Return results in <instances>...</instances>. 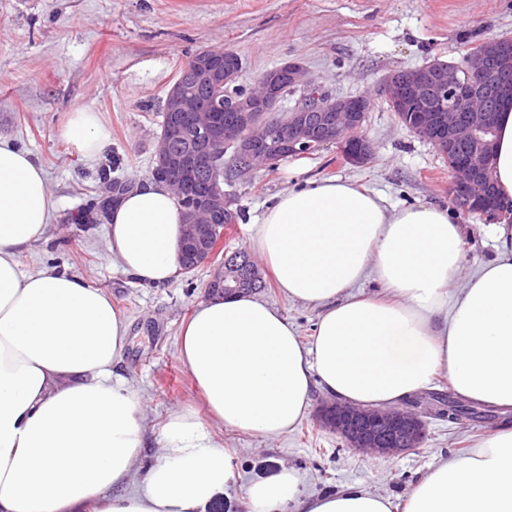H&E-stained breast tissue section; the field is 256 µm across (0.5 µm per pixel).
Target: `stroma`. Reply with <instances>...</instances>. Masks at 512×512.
<instances>
[{"label":"stroma","mask_w":512,"mask_h":512,"mask_svg":"<svg viewBox=\"0 0 512 512\" xmlns=\"http://www.w3.org/2000/svg\"><path fill=\"white\" fill-rule=\"evenodd\" d=\"M492 37L512 39V0H0V136L43 164L57 203L44 238L23 250L21 268L77 276L108 293L125 317L119 370L145 401L146 458L157 455L168 416L198 402L178 355L180 328L206 299L224 252L245 248L247 227L290 187L288 168L357 181L393 204L449 206L447 162L398 123L383 88L393 72L461 61ZM226 49L241 57L246 89L263 72L297 60L332 97L372 96L363 133L374 157L353 166L329 148L241 172L225 149L224 193L241 216L225 230L220 254L167 283L140 284L113 259L105 215L88 216L84 208L108 195L101 170L134 185L149 179L169 88L195 54ZM77 105L97 112L109 134L94 163L58 131L60 117ZM260 296L310 341L318 309L287 300L271 280ZM325 399L313 390L305 417L278 438L225 431L239 478L209 512H250L245 485L284 467L302 474L310 494L360 486L399 503L432 465L497 428L429 417L421 447L372 457L320 427Z\"/></svg>","instance_id":"35a3bbf8"}]
</instances>
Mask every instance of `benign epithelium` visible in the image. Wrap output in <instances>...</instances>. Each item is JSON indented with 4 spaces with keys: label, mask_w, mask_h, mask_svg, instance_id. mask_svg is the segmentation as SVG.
Returning <instances> with one entry per match:
<instances>
[{
    "label": "benign epithelium",
    "mask_w": 512,
    "mask_h": 512,
    "mask_svg": "<svg viewBox=\"0 0 512 512\" xmlns=\"http://www.w3.org/2000/svg\"><path fill=\"white\" fill-rule=\"evenodd\" d=\"M483 45L469 52L462 65L435 60L394 72L385 84V98L391 105L419 112L412 132L448 158L449 194L456 209L494 221L503 213L488 164L498 113L485 100L512 95V40L488 38ZM230 59L239 57L231 50L194 56L167 92V125L155 149V169L171 172L168 184L175 189L182 184V172L208 173L204 189L184 212L183 256L196 267L212 260L224 236L212 224L214 215L224 210L218 166L224 146H236L238 166L245 169L260 160L273 164L285 155L311 154L328 146L336 147L345 162L356 166L368 163L374 154L373 144L360 134L373 107L371 96L333 98L308 78L297 61L264 72L247 93H226L224 89L235 81L234 71L226 66ZM287 82L304 93L289 111L288 131L282 134L273 114L280 110ZM201 85L214 90L206 105L198 97ZM217 112H234L236 121L220 126L212 119ZM260 284L261 275L250 258L237 255L224 258L208 292H251ZM418 407L413 402L405 410L360 408L336 401L320 407L319 421L352 448L372 456L396 457L425 440L424 412Z\"/></svg>",
    "instance_id": "7a95c632"
}]
</instances>
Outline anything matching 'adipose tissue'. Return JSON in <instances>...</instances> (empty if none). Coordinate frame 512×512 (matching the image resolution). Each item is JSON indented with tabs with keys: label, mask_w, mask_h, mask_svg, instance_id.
I'll list each match as a JSON object with an SVG mask.
<instances>
[{
	"label": "adipose tissue",
	"mask_w": 512,
	"mask_h": 512,
	"mask_svg": "<svg viewBox=\"0 0 512 512\" xmlns=\"http://www.w3.org/2000/svg\"><path fill=\"white\" fill-rule=\"evenodd\" d=\"M61 134L92 162L109 145L82 105ZM493 177L512 200L509 104ZM55 210L42 165L0 138V512H207L237 479L221 430L286 435L317 386L396 408L442 372L464 399L512 411V225H489L494 255L468 275L458 213L307 179L276 196L246 245L286 298L319 308L310 343L252 294L200 302L178 353L208 418L173 412L144 461V405L117 370L128 329L111 296L54 268H19ZM182 230L177 197L148 180L113 206L109 249L140 283L162 284L181 267ZM369 278L380 293L359 292ZM301 486L292 468L251 482V512H512V426L431 467L399 507L366 490L307 496Z\"/></svg>",
	"instance_id": "1"
}]
</instances>
